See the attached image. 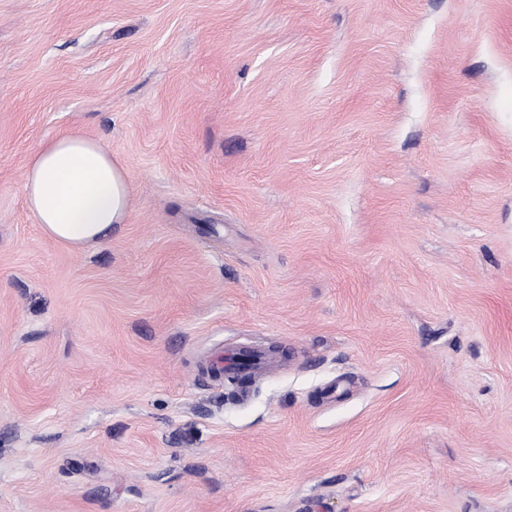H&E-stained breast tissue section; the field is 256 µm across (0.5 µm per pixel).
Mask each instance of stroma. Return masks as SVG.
I'll return each mask as SVG.
<instances>
[{
  "label": "stroma",
  "instance_id": "stroma-1",
  "mask_svg": "<svg viewBox=\"0 0 512 512\" xmlns=\"http://www.w3.org/2000/svg\"><path fill=\"white\" fill-rule=\"evenodd\" d=\"M0 512H512V0H0ZM24 196L43 235L75 253L127 224L133 201L125 161L79 133L56 136L35 152Z\"/></svg>",
  "mask_w": 512,
  "mask_h": 512
}]
</instances>
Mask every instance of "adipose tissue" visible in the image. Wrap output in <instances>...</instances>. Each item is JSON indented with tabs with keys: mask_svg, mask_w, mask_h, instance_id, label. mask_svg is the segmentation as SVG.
<instances>
[{
	"mask_svg": "<svg viewBox=\"0 0 512 512\" xmlns=\"http://www.w3.org/2000/svg\"><path fill=\"white\" fill-rule=\"evenodd\" d=\"M24 196L43 235L76 253L127 223L133 201L125 161L79 133L56 136L35 152Z\"/></svg>",
	"mask_w": 512,
	"mask_h": 512,
	"instance_id": "ef3b65f1",
	"label": "adipose tissue"
}]
</instances>
